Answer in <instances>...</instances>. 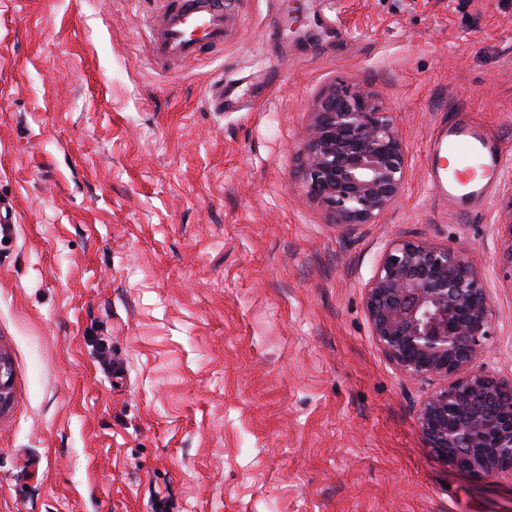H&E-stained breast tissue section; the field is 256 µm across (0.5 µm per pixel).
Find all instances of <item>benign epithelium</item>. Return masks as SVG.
I'll return each mask as SVG.
<instances>
[{
  "label": "benign epithelium",
  "instance_id": "1",
  "mask_svg": "<svg viewBox=\"0 0 512 512\" xmlns=\"http://www.w3.org/2000/svg\"><path fill=\"white\" fill-rule=\"evenodd\" d=\"M309 193L338 226L374 224L399 197L407 154L373 89L334 87L314 112L303 146ZM372 336L411 379L443 384L422 401L426 446L474 478L512 474V381L487 370L488 288L458 249L397 240L365 287Z\"/></svg>",
  "mask_w": 512,
  "mask_h": 512
}]
</instances>
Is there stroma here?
Wrapping results in <instances>:
<instances>
[{"mask_svg": "<svg viewBox=\"0 0 512 512\" xmlns=\"http://www.w3.org/2000/svg\"><path fill=\"white\" fill-rule=\"evenodd\" d=\"M154 9L0 0V512H512V476L426 448L435 384L364 301L392 241L462 250L512 379V166L463 214L427 174L458 105L512 147V0H239L221 50L167 69ZM334 86L379 90L408 157L350 229L301 173Z\"/></svg>", "mask_w": 512, "mask_h": 512, "instance_id": "obj_1", "label": "stroma"}]
</instances>
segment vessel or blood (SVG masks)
<instances>
[{
  "label": "vessel or blood",
  "mask_w": 512,
  "mask_h": 512,
  "mask_svg": "<svg viewBox=\"0 0 512 512\" xmlns=\"http://www.w3.org/2000/svg\"><path fill=\"white\" fill-rule=\"evenodd\" d=\"M225 0H156L157 9L146 27L155 61L190 62L224 46ZM429 181L460 210L486 199L512 151L467 108L456 116L429 148Z\"/></svg>",
  "instance_id": "vessel-or-blood-1"
}]
</instances>
